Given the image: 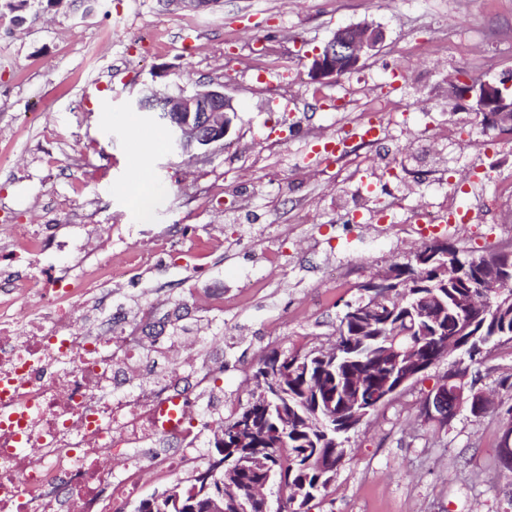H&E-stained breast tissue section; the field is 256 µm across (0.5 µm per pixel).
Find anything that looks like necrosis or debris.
Here are the masks:
<instances>
[{
  "mask_svg": "<svg viewBox=\"0 0 512 512\" xmlns=\"http://www.w3.org/2000/svg\"><path fill=\"white\" fill-rule=\"evenodd\" d=\"M57 248L34 225H0V512H115L149 481L192 474L209 422L193 392L208 387L217 347L150 335L147 309L96 317L89 298L106 302V285L224 241L159 233L115 254L89 238L76 268L51 261Z\"/></svg>",
  "mask_w": 512,
  "mask_h": 512,
  "instance_id": "necrosis-or-debris-1",
  "label": "necrosis or debris"
}]
</instances>
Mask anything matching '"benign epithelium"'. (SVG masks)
I'll return each instance as SVG.
<instances>
[{
  "label": "benign epithelium",
  "instance_id": "1",
  "mask_svg": "<svg viewBox=\"0 0 512 512\" xmlns=\"http://www.w3.org/2000/svg\"><path fill=\"white\" fill-rule=\"evenodd\" d=\"M385 40V32L379 26L370 23H357L336 29L333 36L312 55L308 75L313 83H322L328 78L340 77L356 69L364 58L371 57ZM455 93L471 102V110L476 118L487 119L498 126L512 124V79L495 81H469L466 91L455 88ZM141 111L153 112L165 119L171 128L172 142L177 152L199 151L207 155L209 148L223 141L229 134L234 118L237 116L232 102L224 95L221 86L202 84L176 96L146 97L138 102ZM458 254L449 250L445 243L413 253V260L420 266H433L442 281L458 279ZM395 272L390 269L379 277L367 282L368 290L358 304L350 303L347 310L351 313L375 316L383 300L392 296ZM487 289L490 298L488 310L495 311V305L503 298L512 297V262L496 265L491 274L477 284ZM394 372L384 389L367 402L356 400L349 414L351 424L345 428L350 431L370 415L371 410L391 399L397 392L411 385L438 359L421 360L416 354V346L404 344L393 348ZM468 374L453 370L442 377L439 384L428 394L423 417L440 427L448 426V420L475 402H483L486 394L467 382ZM258 463L256 459H239L234 462L219 460L216 470L210 475L211 491L206 500L207 512H224V479L221 473L250 467Z\"/></svg>",
  "mask_w": 512,
  "mask_h": 512
}]
</instances>
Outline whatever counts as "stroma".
Masks as SVG:
<instances>
[{"instance_id": "35a3bbf8", "label": "stroma", "mask_w": 512, "mask_h": 512, "mask_svg": "<svg viewBox=\"0 0 512 512\" xmlns=\"http://www.w3.org/2000/svg\"><path fill=\"white\" fill-rule=\"evenodd\" d=\"M0 0V221L48 223L46 201L77 198L51 232L66 246L89 225L113 250L187 224L219 233L224 253L203 269L164 257L112 293L113 317L130 307L201 313L190 288L235 300L245 279L260 299L213 309L222 337L218 385L243 404L252 367L271 349L335 343L338 317L358 287L423 240L397 233L421 210L452 204L468 223L440 240L479 256L512 243V134L482 131L463 75L512 78V0ZM385 31L377 54L335 81L292 83L337 28ZM446 52L434 53L437 44ZM222 85L238 111L206 157L170 149L169 131L137 108L151 92ZM408 117L376 111L392 97ZM368 110L380 126L351 135ZM161 145L139 155L140 139ZM291 229L276 235L278 225ZM285 271L270 272L267 249ZM340 283L326 277L329 268ZM441 360L370 415L325 497L309 512H512V476L494 458L512 407V346L484 353L469 381L493 395L479 417L460 412L439 429L421 411L447 374Z\"/></svg>"}]
</instances>
